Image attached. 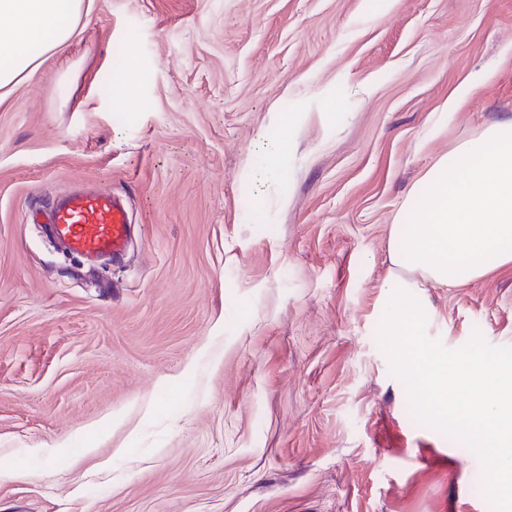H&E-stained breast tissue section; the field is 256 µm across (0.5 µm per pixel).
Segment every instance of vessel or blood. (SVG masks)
<instances>
[{"label": "vessel or blood", "mask_w": 512, "mask_h": 512, "mask_svg": "<svg viewBox=\"0 0 512 512\" xmlns=\"http://www.w3.org/2000/svg\"><path fill=\"white\" fill-rule=\"evenodd\" d=\"M48 222L73 254L88 258L120 255L130 238L127 205L109 191L64 196L51 206Z\"/></svg>", "instance_id": "obj_1"}]
</instances>
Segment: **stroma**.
Segmentation results:
<instances>
[{
  "mask_svg": "<svg viewBox=\"0 0 512 512\" xmlns=\"http://www.w3.org/2000/svg\"><path fill=\"white\" fill-rule=\"evenodd\" d=\"M509 116L512 0H92L0 98V512H512L380 317L414 185ZM81 185L119 259L27 222ZM425 296L422 346L512 361V267Z\"/></svg>",
  "mask_w": 512,
  "mask_h": 512,
  "instance_id": "stroma-1",
  "label": "stroma"
}]
</instances>
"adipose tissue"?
Instances as JSON below:
<instances>
[{"label": "adipose tissue", "instance_id": "adipose-tissue-1", "mask_svg": "<svg viewBox=\"0 0 512 512\" xmlns=\"http://www.w3.org/2000/svg\"><path fill=\"white\" fill-rule=\"evenodd\" d=\"M83 8L84 0H0V96L29 81L81 33ZM413 196L414 206L396 217L416 229L395 239L390 251L383 313L426 386L440 392L454 381L463 401L453 420L492 451L501 473L494 492L511 499L512 363L489 366L473 355L439 360L416 337L431 316L419 302L423 288H454L512 266V118L441 155Z\"/></svg>", "mask_w": 512, "mask_h": 512}]
</instances>
